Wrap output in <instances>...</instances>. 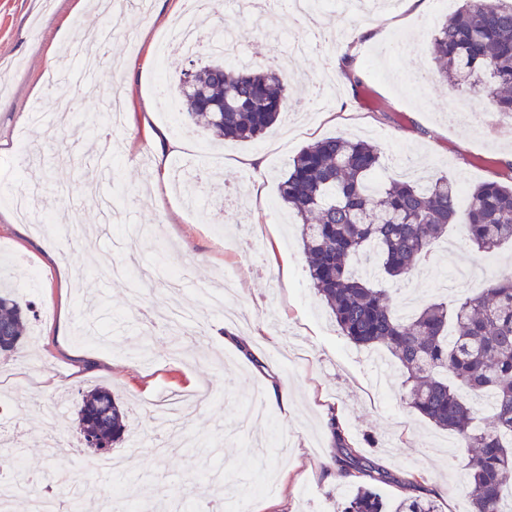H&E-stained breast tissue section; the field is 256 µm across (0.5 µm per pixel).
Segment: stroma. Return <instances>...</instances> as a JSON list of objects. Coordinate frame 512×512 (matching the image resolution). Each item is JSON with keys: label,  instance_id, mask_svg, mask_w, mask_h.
Segmentation results:
<instances>
[{"label": "stroma", "instance_id": "1", "mask_svg": "<svg viewBox=\"0 0 512 512\" xmlns=\"http://www.w3.org/2000/svg\"><path fill=\"white\" fill-rule=\"evenodd\" d=\"M104 2L86 0L76 14L74 0H0V257L17 300L34 311L26 350L0 355V475L13 473L5 449L15 445L25 450L26 472L89 471L97 491L84 512H105L110 494L140 512H192L213 498L227 507L246 500L247 512H336L337 501L371 483L397 506L400 478L417 469L438 492L442 512H468L470 486L455 436L403 403L391 355L383 357L385 376L376 378L367 348L341 335L308 281L295 226L278 201L290 160L337 134L378 145L385 180L415 168L448 177L463 195L490 179L512 185V167L502 161L512 151L511 115H500L487 136L449 118L452 85L439 81L419 94L405 81L431 65V31L460 0L445 10L427 0L418 13H378L374 42L359 35L363 18L349 19L340 48L355 55L366 98L342 79L321 85L330 54L312 44L311 32L337 19L335 0L300 18L288 0H276L271 20L285 35L276 43L231 0H211L197 19L199 31L230 27L247 60L287 72L291 102L323 101L320 112L285 114L246 143L220 141L166 116L157 75L173 88L182 70L209 60L161 50L162 36L180 18L176 0H151L146 14L117 5L108 11ZM108 24L121 33L109 42L104 67L83 82L74 51ZM292 40L306 42L307 51L289 54ZM50 52L53 69L46 65ZM115 96L124 117L111 138L121 156L64 129L59 146L43 147L42 164L15 163L20 138L37 137L32 111L46 122L68 99L90 126ZM371 98L392 106L393 119L371 112ZM165 138L182 149L162 162ZM255 155L261 171L241 167L242 158ZM198 168L201 204L190 209L178 179ZM460 235L450 228L399 292L419 304L449 301L443 282L452 268L512 273L511 244L484 259L460 248ZM176 268L187 272L180 300L204 315L203 329L160 331L143 320L144 312L170 304L167 279ZM225 287L243 327L265 332L249 351L225 344L224 314L202 294ZM273 379L287 385V407L267 405L263 427L244 424L248 396L266 392ZM98 386L111 388L126 415L125 439L112 450L123 463L118 473L93 470L97 454L84 448L79 432L82 394ZM332 408L392 482L331 473L325 416Z\"/></svg>", "mask_w": 512, "mask_h": 512}]
</instances>
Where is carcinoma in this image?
Segmentation results:
<instances>
[{
    "mask_svg": "<svg viewBox=\"0 0 512 512\" xmlns=\"http://www.w3.org/2000/svg\"><path fill=\"white\" fill-rule=\"evenodd\" d=\"M433 78L474 93L493 95L512 115V0H464L433 34ZM183 117L219 139L262 136L288 108V80L280 71L247 63L207 65L180 77ZM380 149L343 135L316 140L292 159L279 186L281 202L300 226V247L310 282L343 336L358 346H381L402 370V401L435 427L454 433L471 449L464 465L472 486V512H503L512 490V274L491 275L453 304L431 301L411 315L386 283L409 279L432 247L457 224L461 243L492 256L512 242V185L485 181L459 205L445 176L419 183L381 181ZM13 292L0 288V353L17 352L28 312ZM487 399L491 425L475 426L476 409L456 385ZM78 423L84 446L106 451L126 431L112 390L99 386L82 396ZM331 464L342 472L372 467L347 435L333 444ZM70 512H83L88 485L61 483L50 473ZM436 492L404 499L398 512H438ZM343 512H387L370 485L357 487Z\"/></svg>",
    "mask_w": 512,
    "mask_h": 512,
    "instance_id": "1",
    "label": "carcinoma"
}]
</instances>
